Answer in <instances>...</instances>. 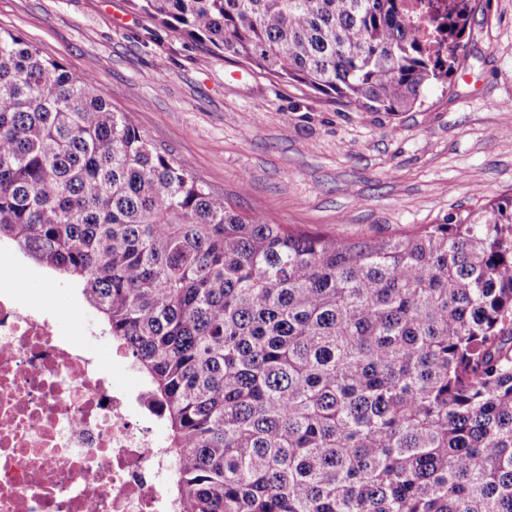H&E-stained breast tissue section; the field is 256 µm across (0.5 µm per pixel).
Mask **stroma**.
Returning <instances> with one entry per match:
<instances>
[{"label":"stroma","instance_id":"35a3bbf8","mask_svg":"<svg viewBox=\"0 0 512 512\" xmlns=\"http://www.w3.org/2000/svg\"><path fill=\"white\" fill-rule=\"evenodd\" d=\"M446 84L409 112H357L175 33L130 0H0L13 32L94 76L158 149L243 211L328 234L382 237L512 195V0H474ZM0 279L60 328L97 322L78 289L0 252Z\"/></svg>","mask_w":512,"mask_h":512}]
</instances>
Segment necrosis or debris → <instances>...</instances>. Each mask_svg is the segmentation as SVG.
I'll return each instance as SVG.
<instances>
[{
	"label": "necrosis or debris",
	"mask_w": 512,
	"mask_h": 512,
	"mask_svg": "<svg viewBox=\"0 0 512 512\" xmlns=\"http://www.w3.org/2000/svg\"><path fill=\"white\" fill-rule=\"evenodd\" d=\"M142 399L0 287V512H184Z\"/></svg>",
	"instance_id": "1"
}]
</instances>
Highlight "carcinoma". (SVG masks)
<instances>
[{
  "mask_svg": "<svg viewBox=\"0 0 512 512\" xmlns=\"http://www.w3.org/2000/svg\"><path fill=\"white\" fill-rule=\"evenodd\" d=\"M357 112L453 74L405 0H132ZM131 352L187 512H512V196L388 238L245 217L0 31V245Z\"/></svg>",
  "mask_w": 512,
  "mask_h": 512,
  "instance_id": "1",
  "label": "carcinoma"
}]
</instances>
